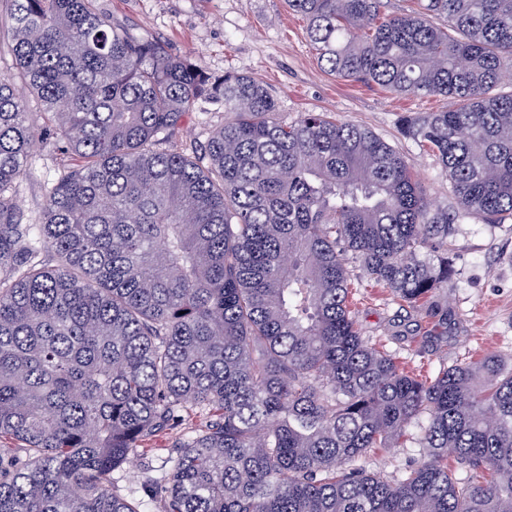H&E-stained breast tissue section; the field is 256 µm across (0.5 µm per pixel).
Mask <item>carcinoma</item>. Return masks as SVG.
Masks as SVG:
<instances>
[{"label":"carcinoma","instance_id":"obj_1","mask_svg":"<svg viewBox=\"0 0 512 512\" xmlns=\"http://www.w3.org/2000/svg\"><path fill=\"white\" fill-rule=\"evenodd\" d=\"M11 2L43 124L0 77V437L25 453L0 451V512H146L110 475L188 404L210 420L153 478L156 512H512V364L405 371L362 336L346 267L431 316L458 215L512 218V0H286L329 74L448 100L401 134L455 214L366 126L290 121L255 78H216L97 0ZM203 99L224 124L177 142ZM50 130L75 164L25 224L10 189ZM411 442L397 480L357 465Z\"/></svg>","mask_w":512,"mask_h":512}]
</instances>
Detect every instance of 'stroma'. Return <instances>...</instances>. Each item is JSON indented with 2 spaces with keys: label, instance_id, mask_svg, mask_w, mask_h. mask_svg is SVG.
<instances>
[{
  "label": "stroma",
  "instance_id": "stroma-1",
  "mask_svg": "<svg viewBox=\"0 0 512 512\" xmlns=\"http://www.w3.org/2000/svg\"><path fill=\"white\" fill-rule=\"evenodd\" d=\"M98 7L130 32L148 35L171 52L192 54L209 73L253 76L288 118L331 112L337 119L365 125L404 156L436 206L455 209L453 188L431 153L404 138L399 128L402 116L441 110L445 99L399 95L373 83L328 74L318 61L306 21L289 12L284 0H98ZM223 121L220 104L199 103L179 138L205 145ZM72 162L59 136L36 144L30 176L12 190L25 223L40 222L48 188ZM453 240L454 273L434 298L438 314L448 316L444 323L403 307L387 289L366 280L355 262L347 264L363 336L422 377L487 353L512 363V219L490 224L474 215L460 216ZM208 420L198 409L185 408L169 430L145 442L131 463L113 471L114 490L149 503L145 469H159L174 455L185 432L203 429ZM421 456V449L412 445L375 448L361 464L394 478Z\"/></svg>",
  "mask_w": 512,
  "mask_h": 512
}]
</instances>
